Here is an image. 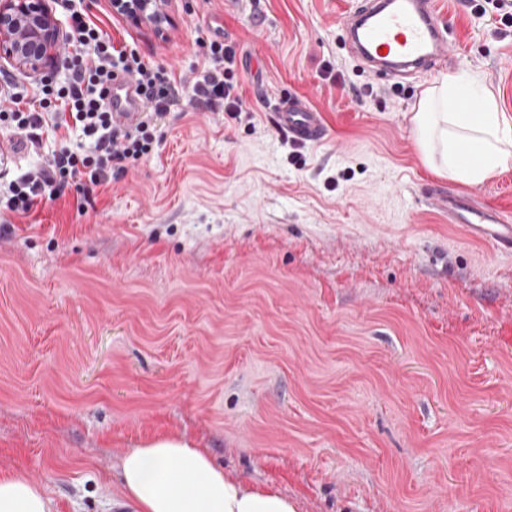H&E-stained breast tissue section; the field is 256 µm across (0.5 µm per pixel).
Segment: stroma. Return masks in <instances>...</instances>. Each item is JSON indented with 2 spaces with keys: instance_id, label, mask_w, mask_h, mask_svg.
Instances as JSON below:
<instances>
[{
  "instance_id": "35a3bbf8",
  "label": "stroma",
  "mask_w": 512,
  "mask_h": 512,
  "mask_svg": "<svg viewBox=\"0 0 512 512\" xmlns=\"http://www.w3.org/2000/svg\"><path fill=\"white\" fill-rule=\"evenodd\" d=\"M353 0H169L163 32L84 12L175 78L234 44L250 120L169 112L151 155L97 188L0 214V472L55 512H113L118 457L179 434L298 512H512V254L427 186L512 215V166L435 173L412 88L342 46ZM460 61L512 122V22L439 0ZM321 112L291 142L274 96Z\"/></svg>"
}]
</instances>
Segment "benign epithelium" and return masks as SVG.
<instances>
[{"instance_id": "7a95c632", "label": "benign epithelium", "mask_w": 512, "mask_h": 512, "mask_svg": "<svg viewBox=\"0 0 512 512\" xmlns=\"http://www.w3.org/2000/svg\"><path fill=\"white\" fill-rule=\"evenodd\" d=\"M112 10L158 30L167 23L166 0H111ZM66 39L48 0H0V61L40 72L52 67Z\"/></svg>"}]
</instances>
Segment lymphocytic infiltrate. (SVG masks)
<instances>
[{
	"label": "lymphocytic infiltrate",
	"instance_id": "1",
	"mask_svg": "<svg viewBox=\"0 0 512 512\" xmlns=\"http://www.w3.org/2000/svg\"><path fill=\"white\" fill-rule=\"evenodd\" d=\"M69 18L76 49L68 56V77L61 82L41 80L31 90L10 82L0 85V128L34 150L40 148L43 134L62 127L78 129L84 142L61 147L38 168L11 180L0 190V210L27 214L38 203L60 198L71 186L90 197L109 176L125 173L151 154L172 109L202 105L236 117L248 109L237 91L232 46L203 42L209 67L176 80L165 68L145 63L136 50L115 46L81 11L71 10ZM121 78L133 83L144 103L142 120L131 128L112 122V83Z\"/></svg>",
	"mask_w": 512,
	"mask_h": 512
}]
</instances>
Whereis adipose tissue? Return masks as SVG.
I'll return each mask as SVG.
<instances>
[{"mask_svg": "<svg viewBox=\"0 0 512 512\" xmlns=\"http://www.w3.org/2000/svg\"><path fill=\"white\" fill-rule=\"evenodd\" d=\"M465 83L480 92L478 77L443 76L421 99L413 121L425 162L440 175L475 184L512 165V125L481 92L478 111L449 110ZM118 469L117 512H298L297 502L278 489L230 479L206 451L179 435L141 442L122 455ZM53 510L40 485L16 472L0 473V512Z\"/></svg>", "mask_w": 512, "mask_h": 512, "instance_id": "obj_1", "label": "adipose tissue"}]
</instances>
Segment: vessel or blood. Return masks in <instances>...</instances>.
<instances>
[{"label":"vessel or blood","instance_id":"1","mask_svg":"<svg viewBox=\"0 0 512 512\" xmlns=\"http://www.w3.org/2000/svg\"><path fill=\"white\" fill-rule=\"evenodd\" d=\"M349 53L375 76L399 80L448 66L456 55L448 40V23L437 0H358L341 23ZM141 104L131 84L112 85V120L135 125ZM273 120L298 145L321 143L325 137L322 116L310 103L294 95H281L274 104ZM449 223L465 225L474 239L494 248L512 250V218L469 195L433 188L428 192Z\"/></svg>","mask_w":512,"mask_h":512}]
</instances>
